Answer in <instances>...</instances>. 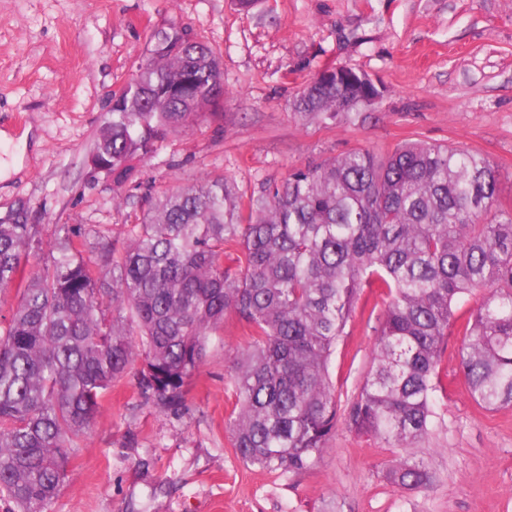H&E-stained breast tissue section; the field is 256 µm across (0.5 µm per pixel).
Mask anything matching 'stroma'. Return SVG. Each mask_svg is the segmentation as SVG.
<instances>
[{
    "mask_svg": "<svg viewBox=\"0 0 512 512\" xmlns=\"http://www.w3.org/2000/svg\"><path fill=\"white\" fill-rule=\"evenodd\" d=\"M205 42L223 64L224 118L166 139L115 188L88 156L114 91L161 34ZM385 86L360 113L302 121L294 94L325 66ZM407 140L476 150L495 163L512 206V0H0V224L36 225L50 249L60 225L97 228L123 246L147 187L224 176L244 192L356 149ZM121 196L114 206L113 196ZM362 290L329 363L339 405L359 393L384 317ZM246 335L235 314L210 338L173 415L143 402L135 370L108 390L47 512H512V409L480 410L451 333L439 371V423L416 455L425 491L394 487L397 451L338 425L307 472L285 477L239 461L227 428L225 368Z\"/></svg>",
    "mask_w": 512,
    "mask_h": 512,
    "instance_id": "obj_1",
    "label": "stroma"
}]
</instances>
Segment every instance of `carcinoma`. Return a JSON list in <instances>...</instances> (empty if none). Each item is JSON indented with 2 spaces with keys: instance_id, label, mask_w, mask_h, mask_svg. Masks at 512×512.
I'll use <instances>...</instances> for the list:
<instances>
[{
  "instance_id": "carcinoma-1",
  "label": "carcinoma",
  "mask_w": 512,
  "mask_h": 512,
  "mask_svg": "<svg viewBox=\"0 0 512 512\" xmlns=\"http://www.w3.org/2000/svg\"><path fill=\"white\" fill-rule=\"evenodd\" d=\"M355 95L314 77L293 109L334 122ZM224 96L211 47L158 53L128 81L89 162H112L121 187L169 136L222 120ZM143 202L122 248L63 224L27 277L25 262L42 251L37 226L0 224V288L19 295L0 329V494L17 512H47L103 392L132 365L145 402L185 411L208 336L229 312L247 330L228 416L247 466L299 475L342 420L400 450L391 483L429 489L412 447L435 427L437 367L456 326L471 399L485 411L512 406V209L499 205L498 171L482 153L426 142L357 149L248 196L215 177L150 187ZM372 285L385 315L366 380L341 411L328 363ZM478 291L456 325L459 302Z\"/></svg>"
}]
</instances>
